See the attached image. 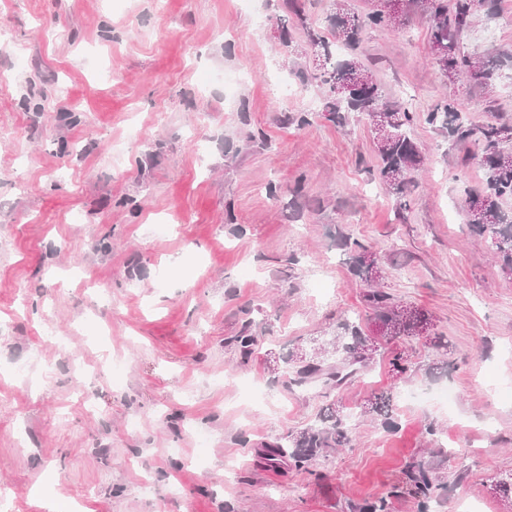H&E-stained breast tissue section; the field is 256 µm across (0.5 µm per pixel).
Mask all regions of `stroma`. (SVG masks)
Returning a JSON list of instances; mask_svg holds the SVG:
<instances>
[{
  "instance_id": "1",
  "label": "stroma",
  "mask_w": 512,
  "mask_h": 512,
  "mask_svg": "<svg viewBox=\"0 0 512 512\" xmlns=\"http://www.w3.org/2000/svg\"><path fill=\"white\" fill-rule=\"evenodd\" d=\"M303 3L302 26L282 0H0L12 40L0 53L11 74L0 81V367L30 375L0 380L10 512H48L51 500L79 512H352L387 494L394 512H416L401 472L448 436L459 453L433 458L448 480L443 512L470 499L512 512L492 491L512 475V398L485 379L512 382V274L465 222L464 190L486 178L479 147L425 121L456 97L472 125L512 124V0L463 36L501 65L492 96L440 76L422 9L400 30L363 32L360 56L413 113L424 155L403 209L376 173L366 116L326 117L303 28L331 36L333 0ZM227 70L251 75L230 97ZM278 79L292 95L275 92ZM116 146L118 163L98 166ZM349 237L376 257L379 288L424 309L449 347L404 336L335 388L287 385L289 354L319 347L337 320L374 327ZM246 330L259 343L245 363L234 338ZM245 380L274 402L243 399ZM443 383L454 409L403 399ZM382 392L396 429L359 414ZM330 403L355 417L350 447L305 471L270 465L269 445Z\"/></svg>"
}]
</instances>
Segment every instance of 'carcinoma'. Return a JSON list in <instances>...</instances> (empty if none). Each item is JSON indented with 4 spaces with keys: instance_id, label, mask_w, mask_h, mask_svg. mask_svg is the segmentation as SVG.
Listing matches in <instances>:
<instances>
[{
    "instance_id": "cac0c4a2",
    "label": "carcinoma",
    "mask_w": 512,
    "mask_h": 512,
    "mask_svg": "<svg viewBox=\"0 0 512 512\" xmlns=\"http://www.w3.org/2000/svg\"><path fill=\"white\" fill-rule=\"evenodd\" d=\"M403 5L402 19L371 10L364 16L352 12L349 0H335L334 10L328 17L334 41L309 29L299 0H284V4L306 30L312 46L321 54L323 66L314 75L328 89L325 103L330 120L338 123L352 112L368 116L371 125L374 151L379 160V176L389 191L406 206V197L413 183V174L423 163L419 146L406 133V127L414 119L398 101H389L373 78L369 68L355 55L336 59V43L355 51L360 45L361 31L366 28H382L388 31L409 21V3L422 4L430 18V49L434 64L450 81L464 77L476 81L493 93V80L499 64L492 58L475 57L464 50L462 37L472 28L479 9H494L498 0H400ZM426 121L448 134L458 144L470 139L481 145V162L486 170L485 186L481 190L466 191L464 215L467 224L479 236L490 240L494 256L502 268L512 271V214L502 209L501 202L512 199V126L487 124L474 128L462 115V104L456 99H446L436 104L426 115ZM355 252L353 272L371 286L364 295L367 305L374 311L379 335L393 339L401 336H420L428 331L427 314L407 305L379 288L373 287L376 277L373 262L368 260L367 248L359 241L351 243ZM372 342L360 323L346 318L336 325L328 341V352L342 357L350 366L367 364L361 356ZM295 382L303 383L315 376L327 375L329 379H344L339 370L324 371L322 364L309 362L296 371ZM361 415L381 417V424L393 428L391 396L380 394L362 406ZM352 441L347 416L336 408H325L319 422L288 435V444L277 445V456L288 457L294 466L306 468L311 461L328 453L346 448ZM405 484L417 504L418 512H430L446 488L443 476L428 461L410 462L405 470ZM391 496H382L354 506L353 512H392Z\"/></svg>"
}]
</instances>
